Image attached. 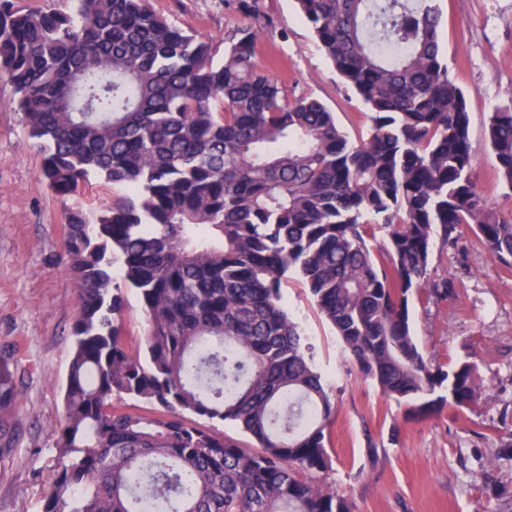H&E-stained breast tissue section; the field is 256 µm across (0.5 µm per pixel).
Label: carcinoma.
Instances as JSON below:
<instances>
[{
    "instance_id": "obj_1",
    "label": "carcinoma",
    "mask_w": 512,
    "mask_h": 512,
    "mask_svg": "<svg viewBox=\"0 0 512 512\" xmlns=\"http://www.w3.org/2000/svg\"><path fill=\"white\" fill-rule=\"evenodd\" d=\"M70 2L0 0V80L48 186L66 196L97 178L112 194L66 216L80 312L39 512H352L305 478L330 468L335 405L282 283L299 276L361 374L418 414L443 388L458 407L478 399L476 364L432 366L411 329L435 246L457 247L468 227L512 267V211L478 188L437 0H295L370 112L356 139L259 66L256 27L228 34L216 62L149 0ZM383 43L404 51L390 58ZM486 139L512 191V100ZM124 286L146 318L137 351L122 336ZM20 394L1 354V448L19 433Z\"/></svg>"
}]
</instances>
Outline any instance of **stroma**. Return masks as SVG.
Returning <instances> with one entry per match:
<instances>
[{"label":"stroma","mask_w":512,"mask_h":512,"mask_svg":"<svg viewBox=\"0 0 512 512\" xmlns=\"http://www.w3.org/2000/svg\"><path fill=\"white\" fill-rule=\"evenodd\" d=\"M263 27L256 59L289 95L324 103L350 135L366 131L368 111L336 74L294 0H258ZM183 30L223 49L234 29L252 24L240 0H150ZM440 37L451 78L464 91L478 186L512 211L485 137L494 104L512 99V0H438ZM0 83V350L17 361L21 430L0 457V512H37L55 463V425L72 356L77 288L59 261L67 212L95 208L109 195L97 184L60 196L47 186L41 158ZM465 254L436 248L429 279L451 281L448 298L414 304L412 326L435 365L476 362V405L446 404L420 415L382 395L343 354L297 278L283 285L336 402L326 448L331 467L314 482L347 497L354 512H512V460L495 457L512 441V268L466 232Z\"/></svg>","instance_id":"stroma-1"}]
</instances>
